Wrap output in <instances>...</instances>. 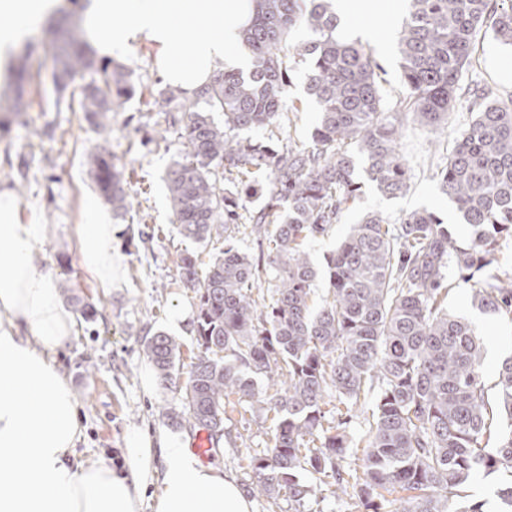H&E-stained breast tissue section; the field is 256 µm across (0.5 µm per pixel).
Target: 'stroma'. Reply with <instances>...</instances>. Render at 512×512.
Wrapping results in <instances>:
<instances>
[{
  "mask_svg": "<svg viewBox=\"0 0 512 512\" xmlns=\"http://www.w3.org/2000/svg\"><path fill=\"white\" fill-rule=\"evenodd\" d=\"M72 0L38 24L33 33L39 44L29 61L20 114L9 115L0 127V185L11 188L23 211H36L46 226V236L37 248V257L59 287L69 288L76 302L93 304V321L77 319L76 335L59 349L55 359L71 378L79 401L84 435L77 445L81 462L123 464L122 448L133 430L151 437L165 430L185 442L197 433L183 414L178 391L165 387L146 388L141 374L149 361L144 341L163 332L180 345L179 367L188 372L197 353L190 332L198 298L178 276L182 253L196 255L200 269H207L216 254L214 245L183 239L170 205L164 178L182 147L179 129L168 127L166 114L155 96L164 83L154 65V52L145 44L128 48L116 61L132 72L136 95L116 112L105 126L86 120L80 109V87L72 85L56 93L51 76V38L62 25L76 22ZM401 18L375 26L365 42L374 50L381 66L380 87L387 102L406 93L400 68L396 36ZM470 77L489 84L499 96H512V78L505 77L499 61L512 55L500 46L490 26H483L476 38ZM303 66L291 73L290 98L297 106L290 113V133L300 145L309 143L317 118V105L307 95ZM471 121L465 107H458L449 127H431L408 122L402 129L399 148L411 169L410 188L405 195L387 197L373 185H365L363 195L345 211L328 235L309 240L306 249L318 269L368 210L381 212L390 221L404 213L428 209L438 214L449 231L461 241L468 240L469 227L439 189V171L444 166L456 133ZM114 157L133 212L116 210L112 222L117 229L116 245L123 257V283L104 291L87 277L78 262L73 227L79 221L80 201L85 191L95 190L91 157L99 146ZM448 308L470 319L486 344L484 376L494 384L501 361L512 355V323L486 314L471 304V286L459 283L448 298ZM272 433L262 414L243 409L224 414V448L212 451L208 462L234 477L252 502V512H291L287 497L272 500L253 489L252 457L270 446Z\"/></svg>",
  "mask_w": 512,
  "mask_h": 512,
  "instance_id": "obj_1",
  "label": "stroma"
}]
</instances>
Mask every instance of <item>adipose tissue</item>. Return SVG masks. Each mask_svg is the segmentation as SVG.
<instances>
[{
    "mask_svg": "<svg viewBox=\"0 0 512 512\" xmlns=\"http://www.w3.org/2000/svg\"><path fill=\"white\" fill-rule=\"evenodd\" d=\"M60 0H0V79L12 49ZM256 0H80L89 43L100 55L146 42L163 82L193 96L215 71L249 73L253 59L242 33ZM75 227L82 269L100 288L120 287L122 257L111 212L95 193L81 202ZM46 228L24 218L13 190L0 187V512H139L156 485L154 512H251L235 480L206 466L166 434L132 433L125 465L75 460L83 428L71 384L55 352L69 344L75 320L55 280L36 257ZM163 468H156V459Z\"/></svg>",
    "mask_w": 512,
    "mask_h": 512,
    "instance_id": "obj_1",
    "label": "adipose tissue"
}]
</instances>
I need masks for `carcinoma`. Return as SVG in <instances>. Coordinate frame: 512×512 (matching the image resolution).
<instances>
[{
  "label": "carcinoma",
  "instance_id": "obj_1",
  "mask_svg": "<svg viewBox=\"0 0 512 512\" xmlns=\"http://www.w3.org/2000/svg\"><path fill=\"white\" fill-rule=\"evenodd\" d=\"M489 20L494 40L512 47V0H410L398 34L408 94L388 104L372 51L336 38L331 0H259L243 35L254 58L249 76L218 70L191 98L172 86L159 90L184 139L168 173L179 233L196 243L222 238L224 249L202 277L193 254L177 264L199 298L192 321L199 352L186 380L172 337L155 334L144 352L164 385L182 393L187 420L217 440L231 395L274 414L271 446L253 458V484L270 499L287 496L294 512H307L315 495L308 473L323 476L340 507L355 498L369 512L399 491L408 492L402 512H482L467 500L470 479L512 474V357L489 393L484 338L448 312V269L467 282L492 264L501 237L512 238V96L498 100L473 81L474 117L440 173L441 192L472 229L468 243L426 209L397 224L370 211L327 258L319 306L311 300L318 270L304 248L362 194L359 172L385 196L407 190L401 128L410 119L448 125ZM297 27L309 38L294 44ZM295 56L308 63L306 89L318 104L302 146L280 136ZM52 63L60 92L94 75L82 86L81 110L100 124L135 94L131 73L96 59L75 26L57 32ZM220 166L222 184L212 177ZM94 177L107 201L128 208L105 146ZM246 232L266 246L257 259L236 245ZM264 275L271 286L255 297ZM473 301L512 321V279L475 282ZM360 402L371 406L372 421L356 439L349 427ZM359 446L362 465L352 468L346 459ZM495 497L497 512H512V482Z\"/></svg>",
  "mask_w": 512,
  "mask_h": 512
}]
</instances>
